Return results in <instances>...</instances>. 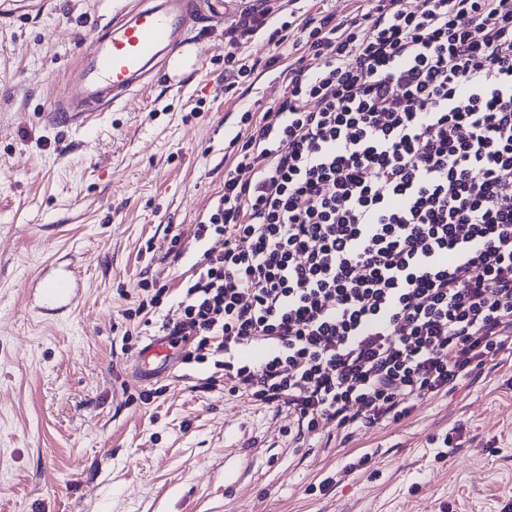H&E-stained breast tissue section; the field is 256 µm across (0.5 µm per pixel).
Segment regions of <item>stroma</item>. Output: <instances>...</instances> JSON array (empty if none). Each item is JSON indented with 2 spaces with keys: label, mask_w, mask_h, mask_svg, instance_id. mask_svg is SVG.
<instances>
[{
  "label": "stroma",
  "mask_w": 512,
  "mask_h": 512,
  "mask_svg": "<svg viewBox=\"0 0 512 512\" xmlns=\"http://www.w3.org/2000/svg\"><path fill=\"white\" fill-rule=\"evenodd\" d=\"M125 2L22 0L0 27V512H501L512 357L419 400L402 422L318 434L287 409L205 388L209 363L177 364L153 402L140 400L128 368L197 271L205 246L193 231L224 187L241 115L277 110L279 74L299 56L271 32L362 0H268L265 27L242 42L199 0L174 80L86 126L49 125L65 75ZM232 50L254 68L235 86ZM70 263L77 306L35 310L34 278ZM146 278L169 291L128 318Z\"/></svg>",
  "instance_id": "obj_1"
}]
</instances>
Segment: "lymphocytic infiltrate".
<instances>
[{
  "mask_svg": "<svg viewBox=\"0 0 512 512\" xmlns=\"http://www.w3.org/2000/svg\"><path fill=\"white\" fill-rule=\"evenodd\" d=\"M298 41L162 330L308 431L397 423L512 350V0H372Z\"/></svg>",
  "mask_w": 512,
  "mask_h": 512,
  "instance_id": "f902f5d3",
  "label": "lymphocytic infiltrate"
}]
</instances>
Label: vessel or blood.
<instances>
[{
	"label": "vessel or blood",
	"mask_w": 512,
	"mask_h": 512,
	"mask_svg": "<svg viewBox=\"0 0 512 512\" xmlns=\"http://www.w3.org/2000/svg\"><path fill=\"white\" fill-rule=\"evenodd\" d=\"M197 16L193 0H135L119 16L95 32L91 47L70 70L66 92L55 101V123L69 125L103 108L122 103L129 95L167 75L187 50ZM75 274H63L44 284L41 301L52 306L75 304ZM170 339H152L139 352L132 374L141 382L167 375L172 366Z\"/></svg>",
	"instance_id": "1"
}]
</instances>
